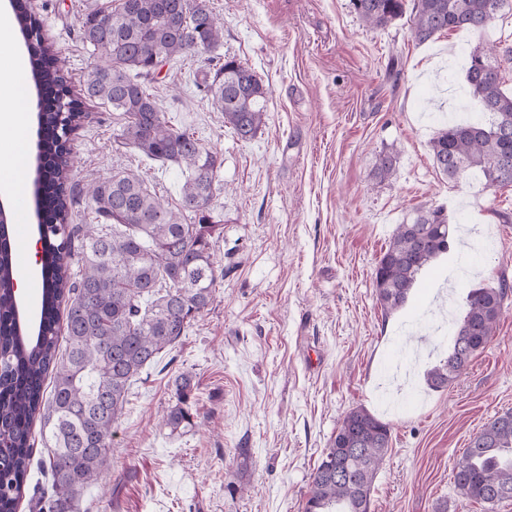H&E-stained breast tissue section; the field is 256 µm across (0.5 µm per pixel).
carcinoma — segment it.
I'll list each match as a JSON object with an SVG mask.
<instances>
[{"label": "carcinoma", "mask_w": 512, "mask_h": 512, "mask_svg": "<svg viewBox=\"0 0 512 512\" xmlns=\"http://www.w3.org/2000/svg\"><path fill=\"white\" fill-rule=\"evenodd\" d=\"M411 35L419 43L444 31L482 34L509 0H413ZM361 19L384 29L405 11V0H352ZM27 33L31 79L44 92L38 177L45 214L43 294L29 335L20 332L10 286L16 277L10 233L0 235V512H18L33 454V427L52 443L51 491L31 499L35 512H71L76 497L98 480L112 452L113 429L131 385L158 355L186 335L191 321L215 299L224 271L214 261L210 207L220 190L217 155L173 125L148 81L159 66L211 53L224 39L223 24L206 0H116L87 12L80 38L98 54L79 91L57 67L42 22L24 9L15 14ZM512 44L480 41L469 53L466 82L488 121L444 125L430 141L434 164L457 182L480 172L490 187L512 186V94L502 88ZM224 112L240 140L252 139L265 119L267 89L257 74L225 58L212 80L196 83ZM94 102L121 113L117 149L134 150L185 174L178 205L162 202L132 170L117 171L86 189L95 223H70L67 132ZM396 156H378L375 175H395ZM457 229L441 207L418 211L396 226L373 273L381 308L408 301L418 275L455 250ZM512 286L472 288L449 336L448 357L427 372L435 389L463 373L489 344ZM65 354L58 355L60 333ZM52 388H47L48 376ZM178 403L165 425L192 424L191 379H176ZM391 441L390 425L363 408L350 410L310 476L303 512H370L371 490ZM465 499L491 512L512 500V412L490 419L473 434L453 469Z\"/></svg>", "instance_id": "carcinoma-1"}]
</instances>
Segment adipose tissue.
<instances>
[{"label": "adipose tissue", "instance_id": "ef3b65f1", "mask_svg": "<svg viewBox=\"0 0 512 512\" xmlns=\"http://www.w3.org/2000/svg\"><path fill=\"white\" fill-rule=\"evenodd\" d=\"M14 25L0 15V49L10 53L12 77L0 80V185L14 194L27 186L30 145L28 85L24 61L12 53Z\"/></svg>", "mask_w": 512, "mask_h": 512}]
</instances>
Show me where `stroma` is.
<instances>
[{
	"label": "stroma",
	"mask_w": 512,
	"mask_h": 512,
	"mask_svg": "<svg viewBox=\"0 0 512 512\" xmlns=\"http://www.w3.org/2000/svg\"><path fill=\"white\" fill-rule=\"evenodd\" d=\"M106 0H30L72 86L96 61L80 21ZM224 20L216 49L249 66L269 93L255 137L237 138L194 86L206 61L185 57L151 91L221 167L211 243L224 278L186 336L129 393L102 480L75 512H303L310 475L345 414L361 407L389 423L388 454L371 512H487L461 497L453 466L469 438L512 411V296L489 345L450 386L426 373L448 355L447 335L424 336L426 314H463L472 287L512 283V187L448 181L430 140L441 123L480 117L465 94L478 40L512 42V14L483 35L445 31L413 40L411 16L368 26L351 0H210ZM73 133L71 221L92 215L83 187L131 168L176 204L180 168L115 150L122 118L91 103ZM398 156L388 180L380 153ZM444 207L460 228L455 253L419 277L403 308L376 301L375 265L397 224ZM193 379L192 426L170 432L175 381Z\"/></svg>",
	"instance_id": "35a3bbf8"
}]
</instances>
